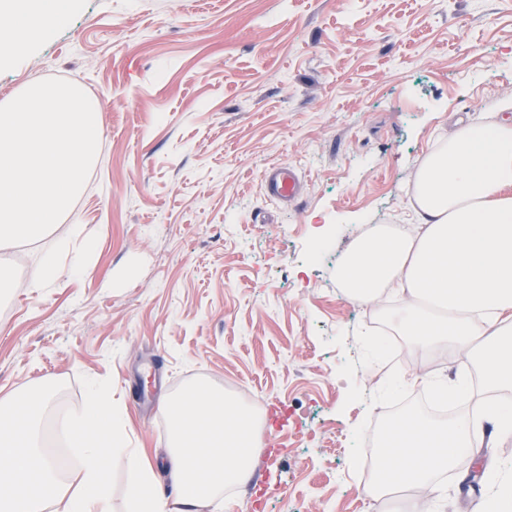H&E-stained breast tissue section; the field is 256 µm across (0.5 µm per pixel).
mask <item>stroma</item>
I'll return each instance as SVG.
<instances>
[{"label": "stroma", "instance_id": "stroma-1", "mask_svg": "<svg viewBox=\"0 0 512 512\" xmlns=\"http://www.w3.org/2000/svg\"><path fill=\"white\" fill-rule=\"evenodd\" d=\"M64 25L0 55V102L59 77L101 109L98 161L42 239L0 250L24 289L0 300V391L53 394L45 431L107 383L130 447L164 459L161 408L134 406L128 380L158 355L170 394L223 393L255 417L256 477L223 512H374L360 493L361 436L374 403L422 392L406 377H455L447 349L398 332L336 288V258L359 229L404 224L410 174L439 130L490 118L512 94V0H70ZM306 190L267 201L266 163ZM81 224L96 243L80 278L35 287L43 256ZM321 242V258L310 254ZM394 365L358 345L367 322ZM279 401L281 428L267 404ZM512 437L484 435L475 459L440 472L434 512H478Z\"/></svg>", "mask_w": 512, "mask_h": 512}]
</instances>
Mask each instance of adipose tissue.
I'll list each match as a JSON object with an SVG mask.
<instances>
[{
	"label": "adipose tissue",
	"instance_id": "obj_1",
	"mask_svg": "<svg viewBox=\"0 0 512 512\" xmlns=\"http://www.w3.org/2000/svg\"><path fill=\"white\" fill-rule=\"evenodd\" d=\"M68 0H0V46L33 33L38 21L63 22ZM410 223L378 225L354 238L342 285L357 305L379 311L397 289L399 327L422 347L448 346L457 368H480L486 386L512 392V97L491 121L458 123L435 138L411 175ZM44 387L27 400L0 394V512H111L109 460L125 462V512H221L223 491L253 478V417L203 389L167 399L171 450L157 464L129 447L128 421L109 389L88 386L68 424L81 459L63 474L41 451ZM478 420L411 414L377 451L379 482L366 494L379 512L402 485L429 496L440 471L471 451L484 425L512 436V413L477 406Z\"/></svg>",
	"mask_w": 512,
	"mask_h": 512
}]
</instances>
